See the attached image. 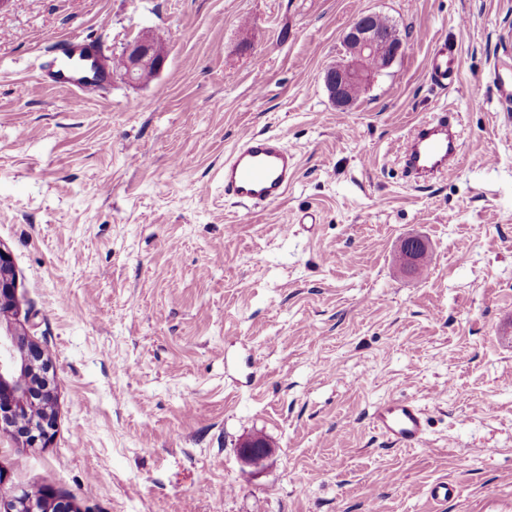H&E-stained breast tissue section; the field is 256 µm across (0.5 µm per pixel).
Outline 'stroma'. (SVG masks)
I'll use <instances>...</instances> for the list:
<instances>
[{"mask_svg": "<svg viewBox=\"0 0 512 512\" xmlns=\"http://www.w3.org/2000/svg\"><path fill=\"white\" fill-rule=\"evenodd\" d=\"M405 51L347 110L325 88L351 18ZM151 30L147 82L40 83L76 32L107 62ZM459 58L432 83L433 48ZM512 0H22L0 10V247L11 323L51 360L45 447L0 433V502L79 512H512ZM479 105H471L472 97ZM461 165L405 178L397 144L443 110ZM245 132L299 159L278 203L224 195ZM315 213L312 229L298 218ZM290 232H283V225ZM429 243V272L401 242ZM426 412L424 445L371 423ZM265 437L269 456L242 462ZM454 481L458 497L428 488ZM15 275L10 255L0 247V314L13 308ZM372 423L385 438L401 448L420 446L426 434L425 413L412 401L384 402L375 408ZM270 451L271 446L267 441L260 442L251 438L242 443L240 457L246 465H257L270 454ZM3 509L0 503L2 512H79L72 499L57 497L49 490H41L36 497H29L23 492L3 504Z\"/></svg>", "mask_w": 512, "mask_h": 512, "instance_id": "stroma-1", "label": "stroma"}]
</instances>
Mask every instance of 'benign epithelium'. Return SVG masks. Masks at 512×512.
I'll list each match as a JSON object with an SVG mask.
<instances>
[{
  "mask_svg": "<svg viewBox=\"0 0 512 512\" xmlns=\"http://www.w3.org/2000/svg\"><path fill=\"white\" fill-rule=\"evenodd\" d=\"M345 55L326 72L324 81L330 98L340 109L353 103L352 91L366 89L374 76L389 69L402 54L404 44L393 45L385 34L363 18L353 19L343 38ZM165 58V43L152 33L130 41L120 70L134 81L147 71L158 72ZM427 249L421 238L402 242L401 257L407 264L417 261ZM15 275L10 255L0 248V314L13 308ZM55 380L45 352L16 328L0 331V430L10 433L24 448L43 447L56 427ZM271 451L268 442L254 438L241 445L240 457L257 465ZM0 512H79L74 501L48 490L35 497L15 496Z\"/></svg>",
  "mask_w": 512,
  "mask_h": 512,
  "instance_id": "obj_1",
  "label": "benign epithelium"
}]
</instances>
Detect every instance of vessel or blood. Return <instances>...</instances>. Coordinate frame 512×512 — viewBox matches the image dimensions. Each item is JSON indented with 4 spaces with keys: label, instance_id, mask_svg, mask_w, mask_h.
<instances>
[{
    "label": "vessel or blood",
    "instance_id": "obj_1",
    "mask_svg": "<svg viewBox=\"0 0 512 512\" xmlns=\"http://www.w3.org/2000/svg\"><path fill=\"white\" fill-rule=\"evenodd\" d=\"M59 65L48 80L66 91H82L96 80L98 62L95 44L85 36L72 33L52 46ZM458 69L454 49L440 46L428 61V75L436 84L447 85ZM406 172L426 182L448 173L459 162L457 125L436 116L417 122L400 145ZM299 170L296 156L275 135L246 133L224 160V193L242 205H269L279 202L295 181ZM372 423L385 438L401 448L420 446L426 434L422 408L406 400H389L377 406Z\"/></svg>",
    "mask_w": 512,
    "mask_h": 512
}]
</instances>
